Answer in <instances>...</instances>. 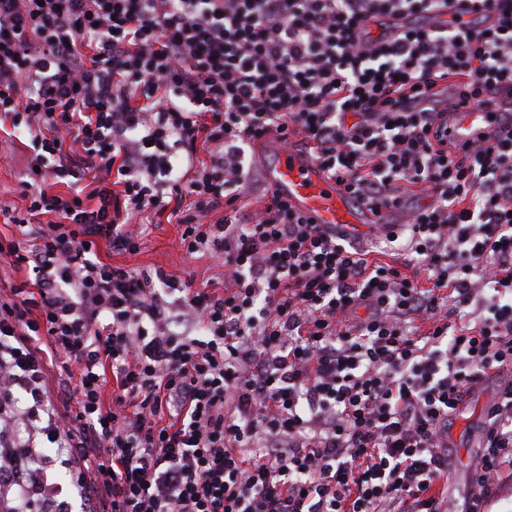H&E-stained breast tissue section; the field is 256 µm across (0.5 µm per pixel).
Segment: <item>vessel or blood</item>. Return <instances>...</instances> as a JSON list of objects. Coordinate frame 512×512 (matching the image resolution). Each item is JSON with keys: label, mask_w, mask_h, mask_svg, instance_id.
Listing matches in <instances>:
<instances>
[{"label": "vessel or blood", "mask_w": 512, "mask_h": 512, "mask_svg": "<svg viewBox=\"0 0 512 512\" xmlns=\"http://www.w3.org/2000/svg\"><path fill=\"white\" fill-rule=\"evenodd\" d=\"M512 106V97L493 94L486 104H469L466 112L448 117V129L457 141L464 142L478 134H493L497 123L489 113L503 112ZM267 179L273 191L288 198L294 208L314 224H326L358 242L385 224L384 214H374L354 203L335 180L330 179L307 153L276 146L275 159L267 167Z\"/></svg>", "instance_id": "vessel-or-blood-1"}]
</instances>
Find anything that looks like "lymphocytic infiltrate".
Here are the masks:
<instances>
[{
    "instance_id": "1",
    "label": "lymphocytic infiltrate",
    "mask_w": 512,
    "mask_h": 512,
    "mask_svg": "<svg viewBox=\"0 0 512 512\" xmlns=\"http://www.w3.org/2000/svg\"><path fill=\"white\" fill-rule=\"evenodd\" d=\"M480 2L432 26L448 0H0V122L29 136L27 220L56 217L0 241L33 274L0 300V473L36 454L19 422L102 512H489L512 483V380L460 511L448 422L512 369V113L508 137L460 148L430 104L445 82L512 93V0ZM271 136L402 211L383 237L403 261L272 192L246 210L245 149ZM418 185L430 203L406 207ZM148 210L222 259L223 292L100 260L102 239L138 249Z\"/></svg>"
}]
</instances>
